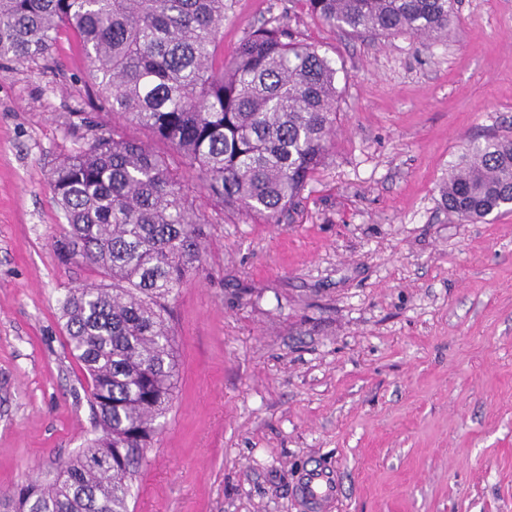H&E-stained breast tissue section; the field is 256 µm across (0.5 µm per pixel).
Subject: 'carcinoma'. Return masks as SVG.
I'll return each instance as SVG.
<instances>
[{"mask_svg": "<svg viewBox=\"0 0 512 512\" xmlns=\"http://www.w3.org/2000/svg\"><path fill=\"white\" fill-rule=\"evenodd\" d=\"M354 34L440 40L453 0H305ZM224 0H0V60L46 57L57 37L82 44L109 109L150 131L224 210L268 221L295 206L330 146L336 69L273 19L224 60ZM67 225L65 263L97 283L61 302L84 369L95 436L43 479L0 494V512H129L131 482L164 428L177 384L170 298L202 263L207 220L168 153L108 132L53 170ZM459 220L512 210V139L471 143L440 186Z\"/></svg>", "mask_w": 512, "mask_h": 512, "instance_id": "obj_1", "label": "carcinoma"}]
</instances>
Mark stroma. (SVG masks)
<instances>
[{
	"mask_svg": "<svg viewBox=\"0 0 512 512\" xmlns=\"http://www.w3.org/2000/svg\"><path fill=\"white\" fill-rule=\"evenodd\" d=\"M448 37L358 36L304 0H224V54L279 18L336 68L331 148L289 215H206L171 304L179 360L130 512H512V212L465 224L440 186L466 145L512 138V0H456ZM162 150L109 112L82 49L0 69V490L66 460L93 420L59 318L97 274L57 257L51 173L92 133ZM339 489L337 472L315 464L300 474L296 495L308 512H324L339 498Z\"/></svg>",
	"mask_w": 512,
	"mask_h": 512,
	"instance_id": "35a3bbf8",
	"label": "stroma"
}]
</instances>
